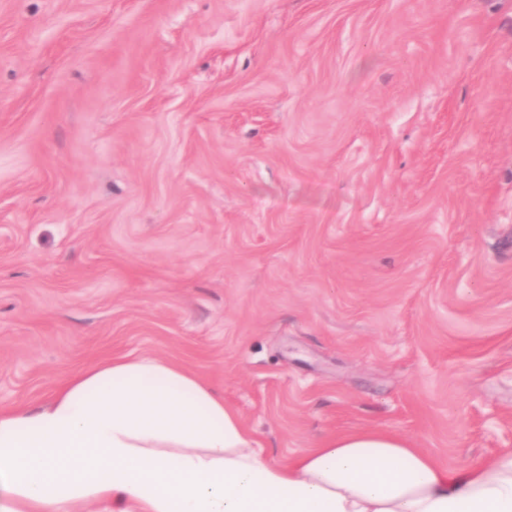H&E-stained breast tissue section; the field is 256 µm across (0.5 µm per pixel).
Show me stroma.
<instances>
[{"mask_svg":"<svg viewBox=\"0 0 512 512\" xmlns=\"http://www.w3.org/2000/svg\"><path fill=\"white\" fill-rule=\"evenodd\" d=\"M127 355L512 448V0H0V407Z\"/></svg>","mask_w":512,"mask_h":512,"instance_id":"obj_1","label":"stroma"}]
</instances>
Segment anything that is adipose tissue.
<instances>
[{
	"mask_svg": "<svg viewBox=\"0 0 512 512\" xmlns=\"http://www.w3.org/2000/svg\"><path fill=\"white\" fill-rule=\"evenodd\" d=\"M0 512H512V450L455 471L365 428L278 462L195 373L122 356L0 410Z\"/></svg>",
	"mask_w": 512,
	"mask_h": 512,
	"instance_id": "adipose-tissue-1",
	"label": "adipose tissue"
}]
</instances>
